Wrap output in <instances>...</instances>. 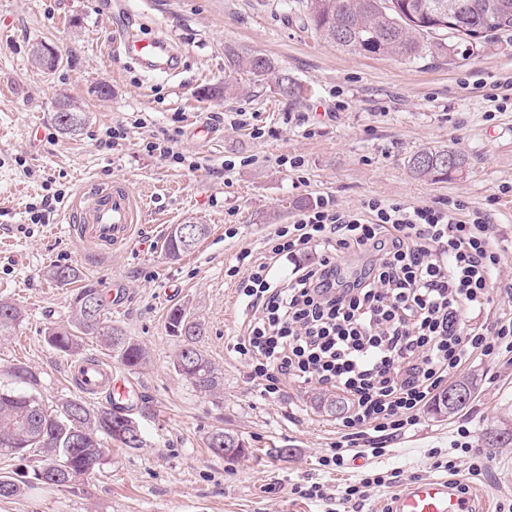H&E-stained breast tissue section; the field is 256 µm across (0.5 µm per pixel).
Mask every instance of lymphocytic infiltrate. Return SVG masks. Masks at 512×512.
Instances as JSON below:
<instances>
[{"label":"lymphocytic infiltrate","mask_w":512,"mask_h":512,"mask_svg":"<svg viewBox=\"0 0 512 512\" xmlns=\"http://www.w3.org/2000/svg\"><path fill=\"white\" fill-rule=\"evenodd\" d=\"M493 227L490 209L459 199L369 197L346 209L324 196L269 231L264 261L239 288L253 313L239 350L265 391L284 375L343 395L341 434L320 466H342L362 445L383 456L450 376L478 358L512 356V311L488 325L468 320L494 298L512 301ZM351 254L366 262L349 275ZM289 258L294 268L275 278Z\"/></svg>","instance_id":"lymphocytic-infiltrate-1"}]
</instances>
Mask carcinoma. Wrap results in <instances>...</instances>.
<instances>
[{"mask_svg": "<svg viewBox=\"0 0 512 512\" xmlns=\"http://www.w3.org/2000/svg\"><path fill=\"white\" fill-rule=\"evenodd\" d=\"M438 5L445 8L453 25H424V17ZM303 23L349 53L415 62L445 55V35L457 45L468 46L496 32L512 31V0H306ZM227 58L232 69L248 73L254 84L265 80L274 70L273 61L259 52L243 56L229 49ZM56 105L67 107L81 124L88 121V113L69 96L60 95ZM67 113H54L56 125L62 124ZM409 166L419 178L440 180L462 172L466 159L453 148L425 147L412 155ZM207 234L208 225H201L196 241L187 247L178 245L169 234L163 247L169 257L178 259L194 250ZM47 275L60 286L81 283L72 294L68 325L47 331V341L53 348L76 356L83 337L92 336L119 353L128 369L138 370L147 364L148 353L140 344L131 341L120 327L105 323L100 291L83 283L79 268L54 265ZM23 319L17 304L0 300L1 336L16 330ZM167 331L182 342L175 370L201 392L222 393L224 373L201 347L205 334L203 319L181 305L175 306L168 313ZM9 372L22 388L0 387V455L37 457L39 465L33 470L36 483L61 488L78 484L102 464L107 452L101 440L103 435L125 448H135L119 430L132 421L130 416L123 417L110 406L92 408L81 397L50 409L34 394L39 381L26 364L15 363ZM486 440L493 447L511 445L512 427L490 431ZM27 485L26 480L0 475V499L20 495Z\"/></svg>", "mask_w": 512, "mask_h": 512, "instance_id": "cac0c4a2", "label": "carcinoma"}]
</instances>
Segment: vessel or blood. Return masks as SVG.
<instances>
[{
  "mask_svg": "<svg viewBox=\"0 0 512 512\" xmlns=\"http://www.w3.org/2000/svg\"><path fill=\"white\" fill-rule=\"evenodd\" d=\"M117 56L136 60L163 71L177 68L178 55L166 37L144 38L129 28L115 37ZM137 222V200L131 187L121 181L95 186L76 212L74 230L83 242L109 247L130 241ZM80 384L89 394L102 393L119 406L136 393L135 386L116 378L111 364L100 358L82 363L78 370ZM391 512H477L473 497L461 494L456 485L442 478H428L410 483L398 493Z\"/></svg>",
  "mask_w": 512,
  "mask_h": 512,
  "instance_id": "b4317fda",
  "label": "vessel or blood"
}]
</instances>
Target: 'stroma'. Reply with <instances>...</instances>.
I'll return each mask as SVG.
<instances>
[{
    "label": "stroma",
    "instance_id": "35a3bbf8",
    "mask_svg": "<svg viewBox=\"0 0 512 512\" xmlns=\"http://www.w3.org/2000/svg\"><path fill=\"white\" fill-rule=\"evenodd\" d=\"M300 0H0V299L24 312L19 328L0 336V385L22 362L40 381L46 406L81 395L70 373L72 356L46 340L67 324L71 287L50 283L53 265L79 267L104 301V320L120 326L149 353L143 369L128 370L96 339L84 338L82 357L111 362L137 384L129 412L144 443L130 449L106 440L99 469L75 490L37 485L0 500V512H328L295 489L317 482L341 489L361 473H400L399 482L370 488L345 512H387L404 484L445 476L456 459L458 427L481 442L486 429L512 420V360H475L463 371L476 393L463 411L441 420L422 411L417 425L387 446L328 470L319 459L336 439L334 415L314 404L321 385L279 381L264 393L254 364L236 345L251 313L239 296L240 276H227L241 254L263 259L267 234L321 196L354 209L379 197L410 203L445 198L492 206L512 278V101L502 108L469 92L512 72V32L476 47L413 63L363 57L304 28ZM164 35L179 48L176 73L144 71L112 56V36L126 27ZM43 42L61 56L57 69L31 64L29 49ZM257 51L276 68L262 84L238 74L237 92L204 99L199 91L229 75L227 49ZM305 89L284 98L281 75ZM108 85L109 97L96 89ZM89 114L74 139L53 121L58 92ZM245 113L247 125L235 124ZM308 124H300V116ZM122 128L124 138L107 132ZM172 136L184 163L148 153L151 135ZM450 146L467 159L462 174L431 181L416 177L410 156ZM304 161L294 172L289 158ZM129 183L144 209L129 243L99 251L71 235L70 207L95 186ZM48 223L34 222L42 199ZM192 221L208 235L180 260L163 242L171 226ZM183 305L205 322L201 346L224 372V391L200 393L174 369L179 341L166 331L171 307ZM238 435L248 450L227 462L206 446L216 429ZM288 449L281 458L277 449ZM482 474L456 475L483 512L512 503V445L489 449Z\"/></svg>",
    "mask_w": 512,
    "mask_h": 512
}]
</instances>
